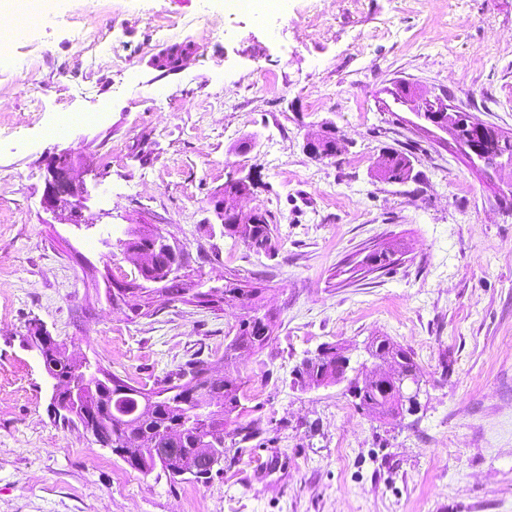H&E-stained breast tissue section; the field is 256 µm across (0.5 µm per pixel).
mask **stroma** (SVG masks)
I'll return each mask as SVG.
<instances>
[{
  "mask_svg": "<svg viewBox=\"0 0 512 512\" xmlns=\"http://www.w3.org/2000/svg\"><path fill=\"white\" fill-rule=\"evenodd\" d=\"M273 24L225 16V34L173 32L224 0H103L93 17L114 48L84 84L86 59L49 0L11 30L17 72L48 109L30 112L0 78V512H512V166L485 168L397 93L423 97L512 136V0H291ZM193 52L177 72L152 61ZM125 71L110 64L112 52ZM110 105L105 122L47 133L50 107ZM336 137L331 158L311 135ZM71 151L81 223L42 204L47 167ZM410 175L379 178L386 153ZM251 182L275 249L225 234L214 205ZM159 233L182 253L185 292L138 276L129 241ZM259 291L274 325L263 350L225 364L243 315L203 304L225 281ZM46 328L75 359L150 389L188 361L243 382L242 424L208 483L141 473L82 428L64 426L27 342ZM388 337L422 377L415 413L359 410L344 385L301 389L292 369L333 344L368 376L366 348Z\"/></svg>",
  "mask_w": 512,
  "mask_h": 512,
  "instance_id": "obj_1",
  "label": "stroma"
}]
</instances>
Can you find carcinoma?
I'll use <instances>...</instances> for the list:
<instances>
[{
	"label": "carcinoma",
	"mask_w": 512,
	"mask_h": 512,
	"mask_svg": "<svg viewBox=\"0 0 512 512\" xmlns=\"http://www.w3.org/2000/svg\"><path fill=\"white\" fill-rule=\"evenodd\" d=\"M483 147L492 155L512 157V139L496 131L483 141ZM389 166L383 169V176L392 181L408 178L410 161L403 153L389 155ZM224 232L237 238L250 248L256 247L269 251L272 249L271 228L265 214L259 215L256 224H226ZM224 296L236 301L245 310L235 336L224 349V356L230 357L237 351L256 352L264 348L271 339L273 328L271 317L260 314L258 292L247 291L238 284L228 281L224 284ZM369 346L385 355L392 356L395 368L405 374L418 372L411 353L391 340L373 339ZM57 375L65 384V391L83 384V373L79 367L71 364L66 349L58 352L54 360ZM336 365V346L326 345L322 363L301 371V381L314 379L325 368ZM183 385L195 382L203 386L205 396L211 406L203 417L161 396L151 389L133 387L109 374L97 383L92 390L91 403L95 414L91 428L100 436L101 441L112 448L120 457L138 453L141 472L152 471L157 464L195 472L204 466L199 448L210 444L224 443L227 427L236 423L240 414L242 382L231 371L221 378L207 374L204 362L197 360L189 363L177 373ZM156 397L152 413L137 420L130 416L136 407L138 396ZM360 404L365 408L383 414L387 410L399 409L401 404L394 393L378 383H368L359 395Z\"/></svg>",
	"instance_id": "cac0c4a2"
}]
</instances>
